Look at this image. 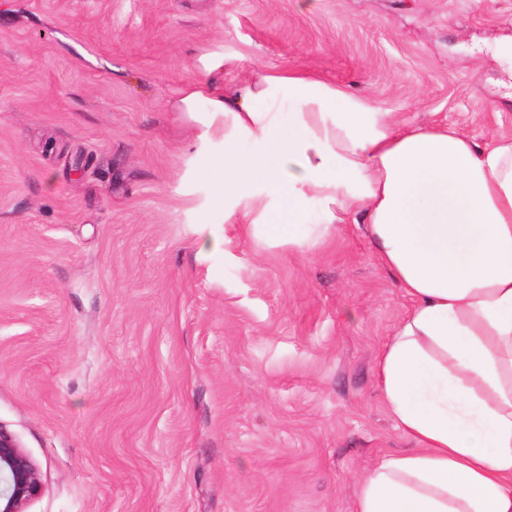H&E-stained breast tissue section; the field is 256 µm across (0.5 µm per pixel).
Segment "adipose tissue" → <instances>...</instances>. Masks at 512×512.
Wrapping results in <instances>:
<instances>
[{"label":"adipose tissue","instance_id":"1","mask_svg":"<svg viewBox=\"0 0 512 512\" xmlns=\"http://www.w3.org/2000/svg\"><path fill=\"white\" fill-rule=\"evenodd\" d=\"M202 100L224 115L209 171L225 223H270L274 200L292 224L319 200L324 233L365 213L411 302L376 377L415 448L364 477L355 512H512V136L481 145L402 124L323 79L260 65L221 93L188 88L176 109Z\"/></svg>","mask_w":512,"mask_h":512}]
</instances>
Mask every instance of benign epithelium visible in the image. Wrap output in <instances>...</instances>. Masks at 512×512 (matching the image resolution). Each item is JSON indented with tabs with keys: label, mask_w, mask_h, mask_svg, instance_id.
<instances>
[{
	"label": "benign epithelium",
	"mask_w": 512,
	"mask_h": 512,
	"mask_svg": "<svg viewBox=\"0 0 512 512\" xmlns=\"http://www.w3.org/2000/svg\"><path fill=\"white\" fill-rule=\"evenodd\" d=\"M40 490L38 465L17 436L0 425V512H26Z\"/></svg>",
	"instance_id": "obj_1"
}]
</instances>
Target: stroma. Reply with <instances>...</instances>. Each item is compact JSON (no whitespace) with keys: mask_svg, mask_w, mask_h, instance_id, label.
I'll list each match as a JSON object with an SVG mask.
<instances>
[{"mask_svg":"<svg viewBox=\"0 0 512 512\" xmlns=\"http://www.w3.org/2000/svg\"><path fill=\"white\" fill-rule=\"evenodd\" d=\"M512 0H0V425L27 512H354L411 451L377 358L410 302L360 224H228L174 102L208 53L399 121L512 135ZM220 241L211 249V241ZM17 436L0 425V512H27L41 490L38 465Z\"/></svg>","mask_w":512,"mask_h":512,"instance_id":"35a3bbf8","label":"stroma"}]
</instances>
